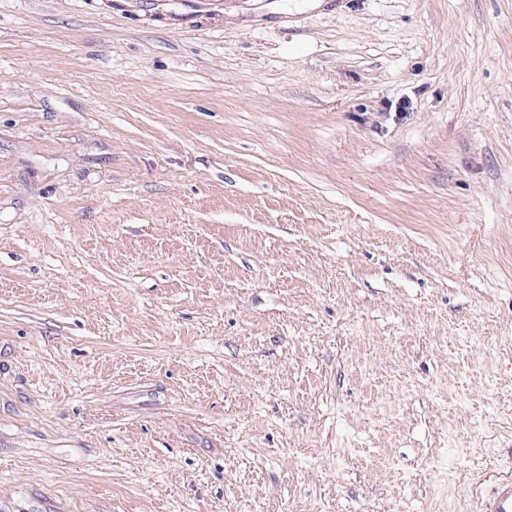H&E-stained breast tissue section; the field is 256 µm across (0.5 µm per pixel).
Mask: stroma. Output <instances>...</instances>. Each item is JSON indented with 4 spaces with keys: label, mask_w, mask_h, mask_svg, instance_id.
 Here are the masks:
<instances>
[{
    "label": "stroma",
    "mask_w": 512,
    "mask_h": 512,
    "mask_svg": "<svg viewBox=\"0 0 512 512\" xmlns=\"http://www.w3.org/2000/svg\"><path fill=\"white\" fill-rule=\"evenodd\" d=\"M508 472L512 0H0V512Z\"/></svg>",
    "instance_id": "stroma-1"
}]
</instances>
